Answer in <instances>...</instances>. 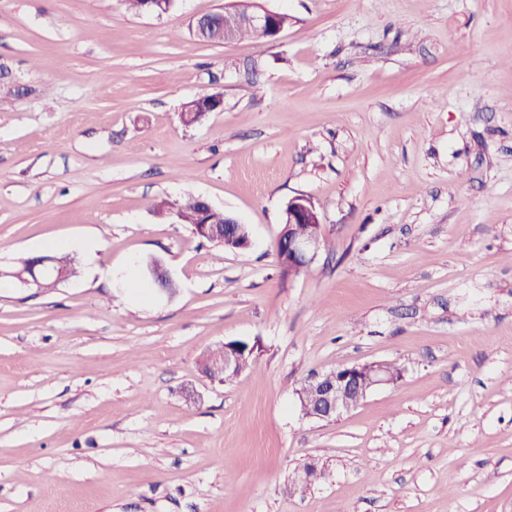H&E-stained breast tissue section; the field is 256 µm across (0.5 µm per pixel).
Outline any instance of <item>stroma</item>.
<instances>
[{"label": "stroma", "mask_w": 512, "mask_h": 512, "mask_svg": "<svg viewBox=\"0 0 512 512\" xmlns=\"http://www.w3.org/2000/svg\"><path fill=\"white\" fill-rule=\"evenodd\" d=\"M225 2L0 0V267L97 244L0 288V512H512V0H254L277 39L199 40ZM190 196L250 248L148 209ZM296 196L325 226L297 276ZM233 340L253 368L204 377ZM372 361L401 378L302 415L309 373ZM282 224L275 243L276 256L284 272L296 269L289 274L299 275L306 271V268H299L309 267L315 262L324 239L325 226L314 204L304 197H294L288 201L283 211ZM299 224H307L309 232L298 234L296 229Z\"/></svg>", "instance_id": "stroma-1"}]
</instances>
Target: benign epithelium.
Returning <instances> with one entry per match:
<instances>
[{
	"label": "benign epithelium",
	"instance_id": "obj_1",
	"mask_svg": "<svg viewBox=\"0 0 512 512\" xmlns=\"http://www.w3.org/2000/svg\"><path fill=\"white\" fill-rule=\"evenodd\" d=\"M274 12L259 8L243 13L244 20L253 26L270 28ZM224 223L230 228L223 232L208 223L201 228L204 236L222 244L227 240H236L240 235V223L231 216L224 217ZM306 224L309 232L300 235L297 226ZM325 235V226L321 222L314 204L307 198L294 197L288 201L283 211V227L276 239L275 249L283 251L277 255L284 272L311 266L319 253ZM55 274L54 259L41 257L35 261L29 259L4 275L17 280L27 288H40L44 280ZM243 363L239 346L229 342L224 344V370L236 372ZM311 389L302 399L301 409L305 416L320 420L339 417L358 406L367 393L382 385L393 383L390 365L384 362H370L351 367L339 368L333 372L319 375L310 380Z\"/></svg>",
	"mask_w": 512,
	"mask_h": 512
}]
</instances>
